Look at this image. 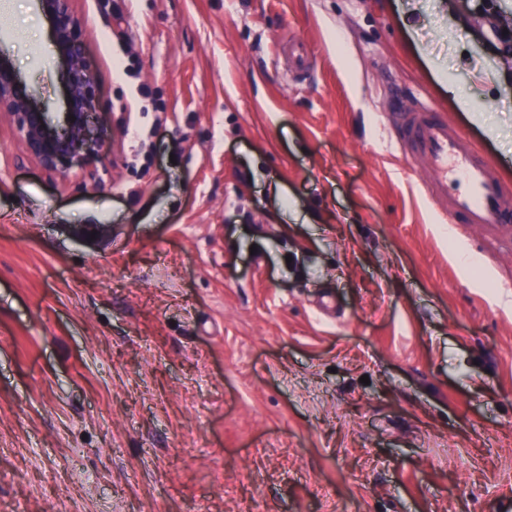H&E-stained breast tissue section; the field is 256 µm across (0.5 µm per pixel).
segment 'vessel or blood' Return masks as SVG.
I'll use <instances>...</instances> for the list:
<instances>
[{
  "label": "vessel or blood",
  "mask_w": 512,
  "mask_h": 512,
  "mask_svg": "<svg viewBox=\"0 0 512 512\" xmlns=\"http://www.w3.org/2000/svg\"><path fill=\"white\" fill-rule=\"evenodd\" d=\"M287 54L294 75H304L312 48L293 40ZM388 117L401 156L424 171L423 192L443 222L499 229L512 226V190L480 156L468 135L448 122L431 101L411 99L392 108Z\"/></svg>",
  "instance_id": "1"
}]
</instances>
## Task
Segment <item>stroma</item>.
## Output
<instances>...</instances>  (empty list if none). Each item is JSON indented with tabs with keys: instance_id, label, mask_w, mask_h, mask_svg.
Instances as JSON below:
<instances>
[{
	"instance_id": "1",
	"label": "stroma",
	"mask_w": 512,
	"mask_h": 512,
	"mask_svg": "<svg viewBox=\"0 0 512 512\" xmlns=\"http://www.w3.org/2000/svg\"><path fill=\"white\" fill-rule=\"evenodd\" d=\"M73 8L123 124L63 176L0 121V512H511L512 228L439 223L383 103L512 186V0ZM0 47L63 111L34 0ZM288 59L293 74L303 76L309 68V62L313 57L312 48L303 41L293 40L288 43L287 47Z\"/></svg>"
}]
</instances>
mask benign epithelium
I'll return each mask as SVG.
<instances>
[{
	"label": "benign epithelium",
	"mask_w": 512,
	"mask_h": 512,
	"mask_svg": "<svg viewBox=\"0 0 512 512\" xmlns=\"http://www.w3.org/2000/svg\"><path fill=\"white\" fill-rule=\"evenodd\" d=\"M35 2L50 22L57 57L66 67V112L56 122L49 103L34 104L12 61L0 51V117L12 127L27 158L48 171L65 173L100 149L90 130L94 121L102 120L96 111V74L85 53V33L73 0Z\"/></svg>",
	"instance_id": "7a95c632"
}]
</instances>
